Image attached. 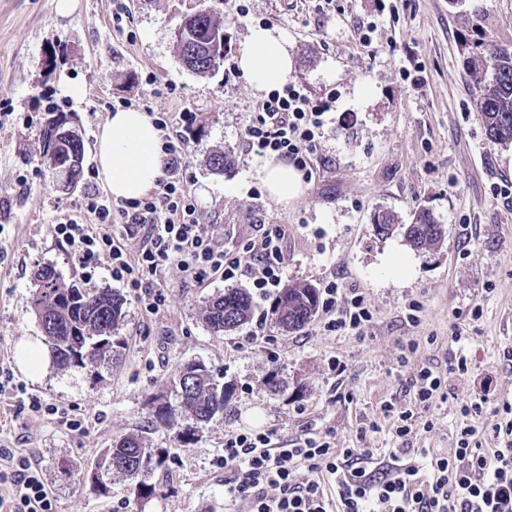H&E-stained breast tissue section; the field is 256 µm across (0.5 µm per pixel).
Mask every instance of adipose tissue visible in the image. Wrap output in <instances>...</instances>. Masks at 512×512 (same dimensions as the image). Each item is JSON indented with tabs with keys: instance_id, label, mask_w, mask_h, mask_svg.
I'll use <instances>...</instances> for the list:
<instances>
[{
	"instance_id": "obj_1",
	"label": "adipose tissue",
	"mask_w": 512,
	"mask_h": 512,
	"mask_svg": "<svg viewBox=\"0 0 512 512\" xmlns=\"http://www.w3.org/2000/svg\"><path fill=\"white\" fill-rule=\"evenodd\" d=\"M237 64L256 89L282 85L292 71L286 35L264 26L253 27ZM163 157L161 135L147 113L133 109L113 112L98 133V175L113 198L139 199L153 191ZM259 179L279 202L296 201L305 192L299 171L282 159H268Z\"/></svg>"
}]
</instances>
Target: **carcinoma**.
<instances>
[{
    "mask_svg": "<svg viewBox=\"0 0 512 512\" xmlns=\"http://www.w3.org/2000/svg\"><path fill=\"white\" fill-rule=\"evenodd\" d=\"M214 2L217 6L200 11L193 22L175 32L182 62L199 74L213 71L224 62V54L218 52L224 36V0ZM468 71L475 82L474 102L488 140L497 145L512 144V51L478 52L469 57ZM207 163L212 172L222 174L231 165L232 155L216 149ZM375 229L383 236L401 233L416 250L435 249L445 234L442 225L426 210L417 212L410 224H400L394 214L382 212L376 217ZM31 304L38 321L49 325L44 341L53 363L60 369H95L104 361L114 360L125 346V338L120 336L123 299L109 289L67 284L52 268L43 267L35 277ZM254 307L250 293L231 288L205 301L201 315L210 331L220 336L247 323ZM318 310L319 290L305 281L287 283L270 305L272 319L285 333L307 326ZM95 342L100 346L93 349L91 345ZM173 383L179 395L178 405L159 402L151 417L171 427L179 426L181 420L192 421L189 426H180L177 433V439L188 445L193 443L198 429L224 412L231 392L207 367L195 383L181 380L178 373ZM110 451L119 456L138 457L143 466L152 458L142 437L134 434L113 442Z\"/></svg>",
    "mask_w": 512,
    "mask_h": 512,
    "instance_id": "cac0c4a2",
    "label": "carcinoma"
}]
</instances>
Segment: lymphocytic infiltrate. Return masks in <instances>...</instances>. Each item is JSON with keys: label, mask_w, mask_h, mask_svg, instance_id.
Wrapping results in <instances>:
<instances>
[{"label": "lymphocytic infiltrate", "mask_w": 512, "mask_h": 512, "mask_svg": "<svg viewBox=\"0 0 512 512\" xmlns=\"http://www.w3.org/2000/svg\"><path fill=\"white\" fill-rule=\"evenodd\" d=\"M331 99L313 97L290 81L271 91L244 126L249 159L274 156L292 162L304 178L313 174L311 154ZM196 122L190 109L158 113L165 154L158 188L136 200H115L87 186L78 214L63 215L53 231L69 257L86 274L105 270L113 281L142 289L140 302L151 314L167 305L154 282L170 265L200 284L247 280L259 296L280 287L285 275L284 224L257 225L241 252L225 251L201 224L196 199L185 188L189 135ZM145 241L131 250L129 237ZM321 307L329 332L362 334L372 318L362 295H348L335 282L322 290ZM445 385L443 374L422 368L411 383L413 405L399 412L394 434L406 439ZM489 401L481 394L462 405L463 423L451 448H394L378 465L370 448H338L322 432L305 427L286 443L266 428L243 427L224 435V452L213 464L224 472V504L233 512H512V403L503 402L507 421L495 425L498 446L482 449L478 429L468 423ZM0 469V512H53L52 493L30 456Z\"/></svg>", "instance_id": "f902f5d3"}]
</instances>
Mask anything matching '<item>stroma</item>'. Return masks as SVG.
<instances>
[{"label": "stroma", "mask_w": 512, "mask_h": 512, "mask_svg": "<svg viewBox=\"0 0 512 512\" xmlns=\"http://www.w3.org/2000/svg\"><path fill=\"white\" fill-rule=\"evenodd\" d=\"M206 0H0V359L16 382L46 403L65 405L83 428L34 417L26 400L0 392V453L30 452L53 490L54 512H224V475L212 460L224 434L247 425L293 439L318 425L337 447H399L382 407H407L410 384L424 367L448 373L444 398L423 412L416 448H448L462 403L484 382L496 394L512 388V199L496 186L512 181V146L488 143L475 112L467 59L475 43L512 46V0H241L247 17L224 4L226 65L206 74L187 70L174 31ZM285 32L292 46L291 80L314 96L333 97L301 199L280 204L246 163L241 130L264 94L236 62L253 26ZM423 66L415 92L402 71ZM153 84H146V76ZM80 88V95L69 92ZM179 112L198 128L184 173L202 223L225 250L237 253L256 224H284L286 281L324 287L329 281L364 296L372 312L364 335L328 332L320 320L285 333L265 326L267 342L237 347L244 329L213 335L200 317L225 284H188L166 273L167 306L150 314L139 289L107 272L86 277L52 226L75 213L82 189L63 194L41 164V133L51 112L76 117L83 167L96 164L100 127L114 108ZM230 150L235 163L217 174L209 153ZM428 209L446 235L439 248L415 251L401 234L377 235L374 217L388 211L407 224ZM53 268L64 282L108 288L124 301L126 346L117 366L98 371L49 367L31 378L16 370L15 351L42 341L31 306L33 273ZM422 307L419 325L408 305ZM481 306L480 319L468 317ZM466 336L471 371L449 374ZM189 361L205 363L228 385L224 416L181 444L174 429L153 421V400L175 401L172 379ZM277 375L279 388L265 380ZM378 432L358 438L360 428ZM142 437L152 461L135 477L113 475L106 493L88 469L115 440ZM155 487L139 498L138 484Z\"/></svg>", "instance_id": "1"}]
</instances>
